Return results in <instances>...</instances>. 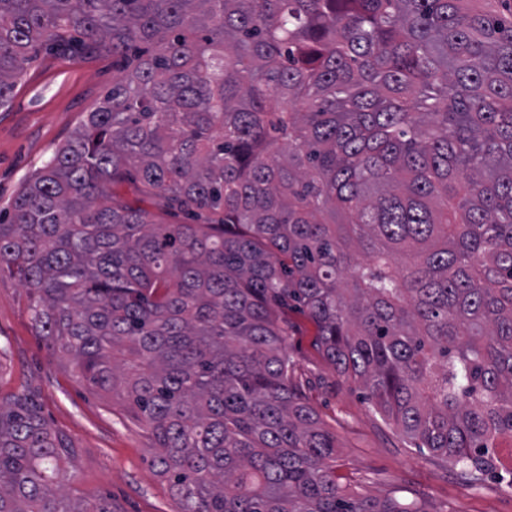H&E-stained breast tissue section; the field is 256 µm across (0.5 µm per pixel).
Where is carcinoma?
<instances>
[{
  "mask_svg": "<svg viewBox=\"0 0 512 512\" xmlns=\"http://www.w3.org/2000/svg\"><path fill=\"white\" fill-rule=\"evenodd\" d=\"M486 2L0 0V108L77 36L118 71L0 221V274L146 427L178 512H425L339 482L292 310L413 447L474 486L495 469L512 18ZM74 453L26 388L1 395L0 512H114L65 498Z\"/></svg>",
  "mask_w": 512,
  "mask_h": 512,
  "instance_id": "carcinoma-1",
  "label": "carcinoma"
}]
</instances>
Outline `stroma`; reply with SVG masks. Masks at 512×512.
<instances>
[{
  "instance_id": "35a3bbf8",
  "label": "stroma",
  "mask_w": 512,
  "mask_h": 512,
  "mask_svg": "<svg viewBox=\"0 0 512 512\" xmlns=\"http://www.w3.org/2000/svg\"><path fill=\"white\" fill-rule=\"evenodd\" d=\"M112 87V55L91 48L80 57L39 55L0 109V212L9 213L23 183L41 167ZM300 331L288 354L319 382L309 403L336 434V472L363 493L416 494L425 512H512V441L501 442L498 468L482 487L458 470L440 466L429 452L407 443L364 399L357 384L336 385L332 368L313 352L315 329L296 316ZM27 387L47 425L67 434L77 454L67 464L66 492L115 512H177L168 481L152 464L146 429L124 403L77 378L72 365L37 336L17 278L0 276V393Z\"/></svg>"
}]
</instances>
